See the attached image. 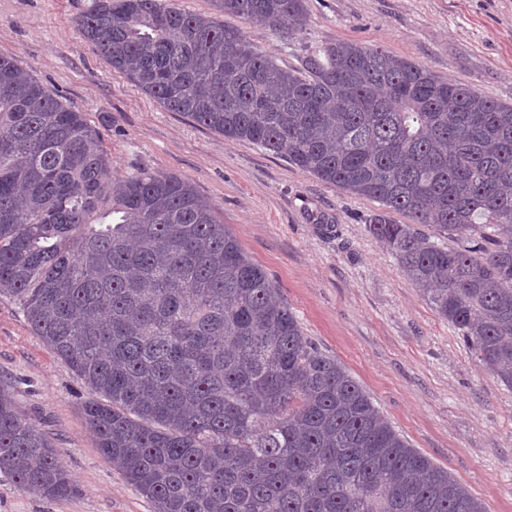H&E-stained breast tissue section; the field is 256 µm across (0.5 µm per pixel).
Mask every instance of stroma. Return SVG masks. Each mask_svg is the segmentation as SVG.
Listing matches in <instances>:
<instances>
[{"label":"stroma","mask_w":512,"mask_h":512,"mask_svg":"<svg viewBox=\"0 0 512 512\" xmlns=\"http://www.w3.org/2000/svg\"><path fill=\"white\" fill-rule=\"evenodd\" d=\"M92 0H0V56L83 112L112 175L165 171L189 181L261 265L304 333L335 357L423 455L487 512H512V389L488 372L367 230L377 201L327 185L257 145L164 109L112 69L76 26ZM294 44L235 19L281 66L305 49L359 41L512 104V0H306ZM74 480L47 498L0 473V512H154L98 451L82 406L95 392L0 295V385Z\"/></svg>","instance_id":"35a3bbf8"}]
</instances>
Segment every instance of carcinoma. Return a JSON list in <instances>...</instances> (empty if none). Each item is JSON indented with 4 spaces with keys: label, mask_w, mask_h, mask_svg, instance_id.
Listing matches in <instances>:
<instances>
[{
    "label": "carcinoma",
    "mask_w": 512,
    "mask_h": 512,
    "mask_svg": "<svg viewBox=\"0 0 512 512\" xmlns=\"http://www.w3.org/2000/svg\"><path fill=\"white\" fill-rule=\"evenodd\" d=\"M215 7L285 45L307 20L305 0ZM76 25L165 109L379 202L368 232L512 388V105L358 42L283 68L169 0H94ZM0 294L99 394L83 405L97 448L155 512H486L312 344L188 181L112 177L84 114L2 56ZM0 473L73 487L2 387Z\"/></svg>",
    "instance_id": "obj_1"
}]
</instances>
